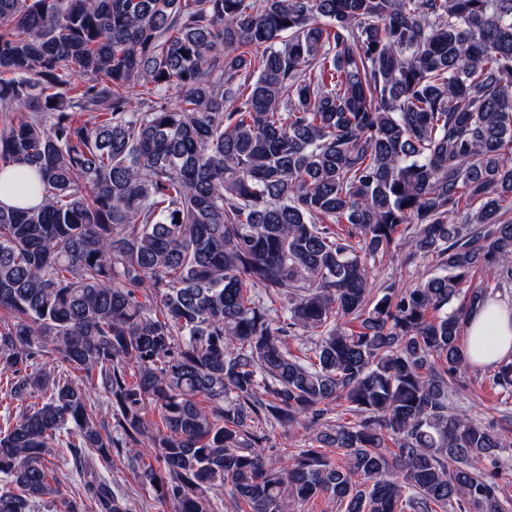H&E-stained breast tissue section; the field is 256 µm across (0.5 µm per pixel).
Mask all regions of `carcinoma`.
I'll list each match as a JSON object with an SVG mask.
<instances>
[{
  "label": "carcinoma",
  "instance_id": "obj_1",
  "mask_svg": "<svg viewBox=\"0 0 512 512\" xmlns=\"http://www.w3.org/2000/svg\"><path fill=\"white\" fill-rule=\"evenodd\" d=\"M13 165L42 202L0 206V512H129L117 461L173 512H512L450 406L512 283V0H0ZM429 267L426 262L418 260L416 265L401 267L397 263L387 262L381 263L373 268V276L376 279L377 285L385 282H396L400 284H415L418 279L426 278ZM48 459L54 463V468L63 476L62 485L64 493L70 496H74V494L78 496L80 487L79 483L73 480L71 474L72 464L69 461L68 455H63L61 448H54V452H52L51 456H48Z\"/></svg>",
  "mask_w": 512,
  "mask_h": 512
}]
</instances>
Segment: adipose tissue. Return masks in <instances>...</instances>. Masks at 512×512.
Segmentation results:
<instances>
[{
	"instance_id": "obj_1",
	"label": "adipose tissue",
	"mask_w": 512,
	"mask_h": 512,
	"mask_svg": "<svg viewBox=\"0 0 512 512\" xmlns=\"http://www.w3.org/2000/svg\"><path fill=\"white\" fill-rule=\"evenodd\" d=\"M466 350L470 363L489 365L512 356V306L491 300L469 319Z\"/></svg>"
}]
</instances>
